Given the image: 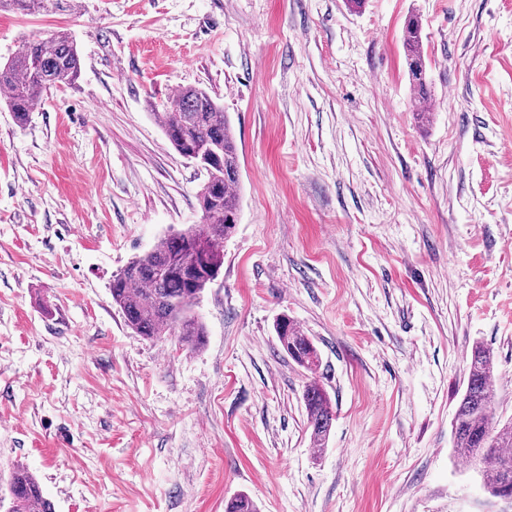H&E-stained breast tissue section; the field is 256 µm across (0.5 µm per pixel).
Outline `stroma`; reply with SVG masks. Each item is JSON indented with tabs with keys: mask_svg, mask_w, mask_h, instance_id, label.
<instances>
[{
	"mask_svg": "<svg viewBox=\"0 0 512 512\" xmlns=\"http://www.w3.org/2000/svg\"><path fill=\"white\" fill-rule=\"evenodd\" d=\"M75 3L0 12L1 63L55 31L82 59L27 123L0 100V494L21 463L55 512H512L451 427L478 341L512 418V0ZM183 86L223 105L240 166L195 351L137 336L109 292L201 221L204 172L149 107ZM282 314L317 372L282 351ZM421 24L417 17L408 19L403 32V46L408 63L411 84L417 93L418 101L428 99L427 69L423 55ZM275 331L280 346L288 357L311 373L317 371L321 363L319 352L294 321L286 315L280 316L276 320ZM302 398L311 438L318 447H322L330 434L334 420L331 400L325 389L316 380H311L305 385Z\"/></svg>",
	"mask_w": 512,
	"mask_h": 512,
	"instance_id": "35a3bbf8",
	"label": "stroma"
}]
</instances>
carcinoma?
I'll return each instance as SVG.
<instances>
[{"label": "carcinoma", "mask_w": 512, "mask_h": 512, "mask_svg": "<svg viewBox=\"0 0 512 512\" xmlns=\"http://www.w3.org/2000/svg\"><path fill=\"white\" fill-rule=\"evenodd\" d=\"M66 0H0V10L31 14L56 12ZM421 24L408 19L403 46L411 84L417 98L429 97L423 55ZM81 71V56L74 39L65 32L25 42L20 53L0 63V89L15 119L26 122L50 87L74 84ZM174 149L187 160L198 159L206 179L197 195L202 223L161 238L149 251L132 258L112 276V303L126 325L146 339L176 336L182 345H204V324L193 314L204 290L220 274L224 264L222 244L239 218V158L229 117L205 90L185 87L162 104L156 113ZM275 331L282 350L297 365L314 373L319 352L294 321L282 315ZM494 373L489 348L477 344L467 366V383L453 417L457 449L480 465L483 485L493 497L500 496L505 481L512 480V419L496 418L491 389ZM303 402L314 443L321 447L334 420L331 400L319 382L305 385ZM7 512H55L37 477L16 466L9 476Z\"/></svg>", "instance_id": "cac0c4a2"}]
</instances>
